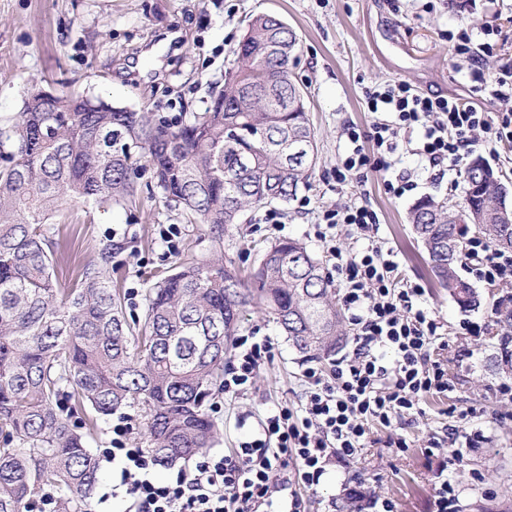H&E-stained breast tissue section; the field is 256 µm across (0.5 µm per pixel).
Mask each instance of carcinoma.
<instances>
[{"label": "carcinoma", "instance_id": "carcinoma-1", "mask_svg": "<svg viewBox=\"0 0 512 512\" xmlns=\"http://www.w3.org/2000/svg\"><path fill=\"white\" fill-rule=\"evenodd\" d=\"M300 41L274 14L248 23L237 80L212 91L188 124L96 107L80 93L52 99L33 86L18 117L0 122V512H28L48 488L64 512H88L99 463L88 440L99 423L139 406L147 451L163 466L205 453L216 434L208 401L248 307L273 316L304 358L325 360L342 340L333 280L304 243L270 244L244 281L233 261L187 259L148 288L142 319L128 321L120 293L98 265L62 285L51 219L68 201H132L128 161L138 151L166 202L220 232L249 208L292 199L315 156L307 87L276 46ZM288 101V111H280ZM463 202L433 197L409 223L439 285L462 308L477 303L458 273L469 234L512 252V205L483 159L465 168Z\"/></svg>", "mask_w": 512, "mask_h": 512}]
</instances>
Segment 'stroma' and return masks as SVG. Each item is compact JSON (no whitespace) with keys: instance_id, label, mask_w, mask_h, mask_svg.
Returning a JSON list of instances; mask_svg holds the SVG:
<instances>
[{"instance_id":"35a3bbf8","label":"stroma","mask_w":512,"mask_h":512,"mask_svg":"<svg viewBox=\"0 0 512 512\" xmlns=\"http://www.w3.org/2000/svg\"><path fill=\"white\" fill-rule=\"evenodd\" d=\"M281 16L301 39L293 67L308 88L307 106L317 132V160L308 183L289 202L246 212L223 232L188 223L181 209L166 205L150 172L137 170L134 203L101 210L64 205L54 217L53 236L61 283L80 281L85 265L96 262L103 242L112 244L105 274L124 298L129 316L145 313L154 273L173 266L182 254L207 258L223 252L236 266H256L263 249L279 240H302L323 268L331 263L318 236L325 210L365 205L379 220L378 240L394 251L402 276L425 290L424 305L448 324V395L421 402V414L403 421L406 452L386 447L387 433L374 431L376 445L361 458L330 469L309 512H327L328 501L345 486L362 481L368 492L391 497L399 512H434L437 466L424 449L448 423L445 411L467 413V431L483 443L461 448L460 463L448 477L459 489L460 512H512V401L498 386L512 378L505 360L512 335L498 331L499 308L512 304L511 288L476 284L478 302L460 308L434 280L429 259L408 222L420 198L432 196L459 205L463 169L433 180L431 170L411 150L419 128L402 130V147L390 176L414 182L402 197L387 194L383 179L337 185L334 170L349 149L347 127L369 131L374 120L366 89L400 79L425 93L473 100L465 58L448 50L449 34L467 30L473 44L497 42L484 58L485 72L512 65V0H0V120L20 112L32 83L60 93L78 92L159 119L186 121L204 111L212 87L223 84L234 50L255 15ZM179 229L173 244L161 230ZM477 330L459 335L461 320ZM241 334L270 337L274 358L253 388L237 398L218 394L211 418L218 432L212 453L225 454L280 404L298 406L307 362L262 313L250 314Z\"/></svg>"}]
</instances>
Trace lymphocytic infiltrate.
<instances>
[{
	"instance_id": "1",
	"label": "lymphocytic infiltrate",
	"mask_w": 512,
	"mask_h": 512,
	"mask_svg": "<svg viewBox=\"0 0 512 512\" xmlns=\"http://www.w3.org/2000/svg\"><path fill=\"white\" fill-rule=\"evenodd\" d=\"M470 42L467 31H459L449 51L468 56L474 93L511 98L512 67L486 79L482 61L496 46L482 43L475 55ZM365 100L376 115L370 133L375 149L366 153L360 133L348 128L350 151L335 170L340 185L379 174L387 193L400 197L412 190L406 177L392 181L386 174L400 147V131L414 126L423 130L416 153L432 168L460 166L478 131L485 135V148L512 143V110L491 114L467 100L419 93L401 80L366 90ZM323 218L327 228L350 226L366 242L355 251L325 243L355 330L352 350L330 370H303L306 389L299 409L281 406L234 452L197 456L191 468L164 483L151 478L153 458L129 447L130 426L119 417L104 454L117 462L118 487L134 512H307L308 493L317 491L329 469L371 447L373 426L388 429V447L406 451L407 440L396 425L418 413L427 396L451 391L443 357L448 326L424 307L423 288L402 278L393 251L376 242V213L350 205L325 211ZM468 261L471 274L489 287L512 285V254L496 250L487 239H470ZM273 350L271 338L241 339L224 371L225 394H247Z\"/></svg>"
}]
</instances>
